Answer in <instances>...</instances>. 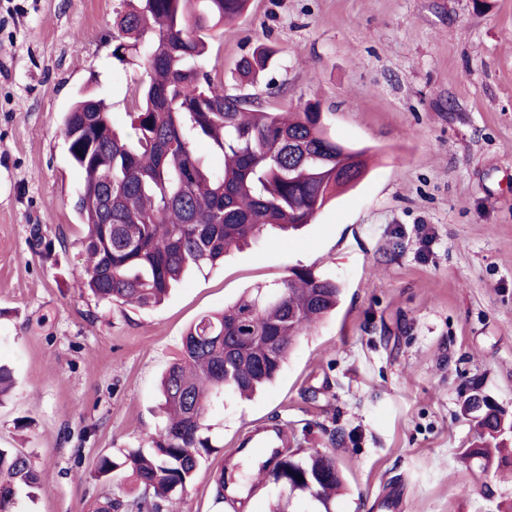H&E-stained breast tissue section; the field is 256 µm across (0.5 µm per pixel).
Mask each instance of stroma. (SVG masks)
Returning a JSON list of instances; mask_svg holds the SVG:
<instances>
[{"label": "stroma", "instance_id": "stroma-1", "mask_svg": "<svg viewBox=\"0 0 512 512\" xmlns=\"http://www.w3.org/2000/svg\"><path fill=\"white\" fill-rule=\"evenodd\" d=\"M119 0H0V447L40 478L22 512H96L128 487L100 456L143 448L159 381L186 330L294 266L335 278V315L302 336L253 399L225 392L212 452L163 512H314L240 461L241 437L279 423L292 448L344 468L335 512H507L512 465L478 473L462 404L480 385L512 414V0H250L213 29L224 91L263 106L319 102L336 140L373 147L368 175L296 232H274L189 273L159 306L118 308L83 288L82 176L60 122L80 89L129 124L143 56L112 57ZM274 49L255 83L237 62ZM278 87L277 95L267 93ZM249 497L215 500L214 478Z\"/></svg>", "mask_w": 512, "mask_h": 512}]
</instances>
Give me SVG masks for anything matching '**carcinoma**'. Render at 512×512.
<instances>
[{
  "label": "carcinoma",
  "mask_w": 512,
  "mask_h": 512,
  "mask_svg": "<svg viewBox=\"0 0 512 512\" xmlns=\"http://www.w3.org/2000/svg\"><path fill=\"white\" fill-rule=\"evenodd\" d=\"M112 56L148 47L129 137L113 123L104 100L83 92L62 116L61 134L82 174L75 210L85 227L78 240L87 263L80 275L100 302L152 308L189 271L224 261L271 229L297 230L344 188L367 175L369 147L336 146L320 104L299 112L267 110L224 93L204 69L205 32L239 18L249 0H122ZM273 55L269 48L241 58L247 78ZM207 140L223 164L198 155ZM356 178L336 183V164ZM336 279L304 266L257 288L224 309L202 316L185 334L181 355L164 371L161 406L167 421L149 448L99 458L97 472H130L142 495L136 512H161L183 493L212 448L205 424L211 399L226 389L252 397L277 379L306 328L340 304ZM477 439L461 453L482 470L494 466L490 448L506 450L512 416L474 389L463 403ZM261 471L332 512L344 485L336 458L300 448L278 449ZM39 484L29 458L0 448V512H18L19 499Z\"/></svg>",
  "instance_id": "1"
}]
</instances>
